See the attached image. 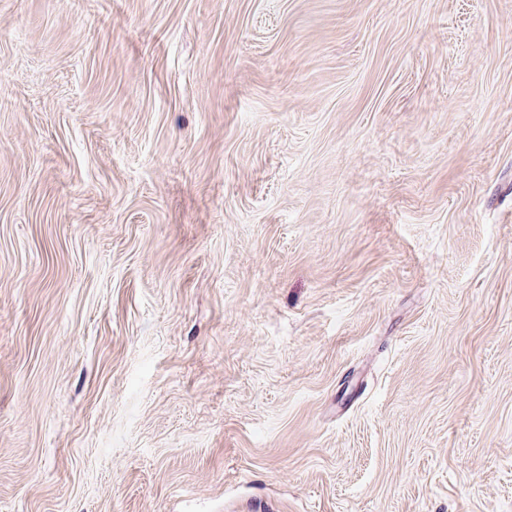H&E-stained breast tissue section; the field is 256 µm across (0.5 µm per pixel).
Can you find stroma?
<instances>
[{
    "label": "stroma",
    "instance_id": "stroma-1",
    "mask_svg": "<svg viewBox=\"0 0 512 512\" xmlns=\"http://www.w3.org/2000/svg\"><path fill=\"white\" fill-rule=\"evenodd\" d=\"M0 512H512V0H0Z\"/></svg>",
    "mask_w": 512,
    "mask_h": 512
}]
</instances>
